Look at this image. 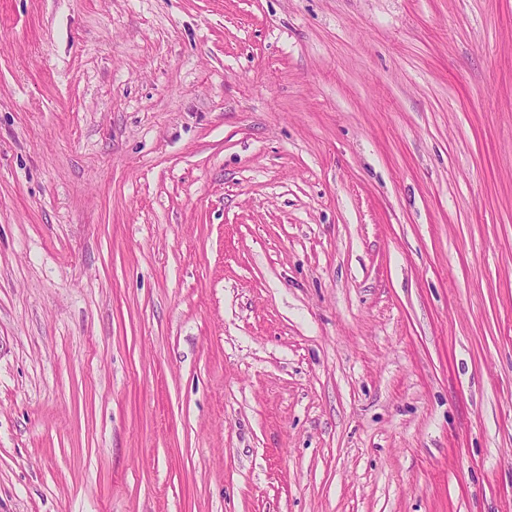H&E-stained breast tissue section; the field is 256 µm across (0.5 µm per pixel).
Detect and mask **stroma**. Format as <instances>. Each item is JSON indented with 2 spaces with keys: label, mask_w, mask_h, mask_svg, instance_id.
I'll return each mask as SVG.
<instances>
[{
  "label": "stroma",
  "mask_w": 512,
  "mask_h": 512,
  "mask_svg": "<svg viewBox=\"0 0 512 512\" xmlns=\"http://www.w3.org/2000/svg\"><path fill=\"white\" fill-rule=\"evenodd\" d=\"M0 512H512V0H0Z\"/></svg>",
  "instance_id": "35a3bbf8"
}]
</instances>
